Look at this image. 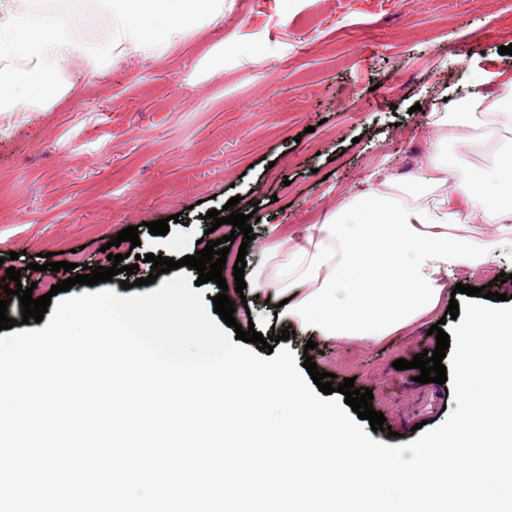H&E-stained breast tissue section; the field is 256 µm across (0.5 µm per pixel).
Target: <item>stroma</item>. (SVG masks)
Here are the masks:
<instances>
[{"label": "stroma", "mask_w": 512, "mask_h": 512, "mask_svg": "<svg viewBox=\"0 0 512 512\" xmlns=\"http://www.w3.org/2000/svg\"><path fill=\"white\" fill-rule=\"evenodd\" d=\"M231 2L160 58L129 57L99 78L74 64L70 94L49 111L0 117V257L18 253L34 296L46 292L44 272L29 268L38 254L92 267L132 249L178 260L205 234L229 235L205 215L235 196L239 212L258 217L244 248L255 264L270 225L291 237L377 169L414 173L428 113L462 89L496 93L479 71L512 76V55L498 52L512 44V0ZM164 218L168 233L150 234L148 222ZM129 226L140 246H113ZM448 283L512 296V257ZM428 330L311 350L300 331L286 346L371 390L389 426L372 438L398 446L416 423L436 427L456 407L444 386L393 366L435 349Z\"/></svg>", "instance_id": "35a3bbf8"}]
</instances>
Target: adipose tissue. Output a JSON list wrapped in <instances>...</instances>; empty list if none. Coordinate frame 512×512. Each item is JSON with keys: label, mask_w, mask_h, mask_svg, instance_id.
<instances>
[{"label": "adipose tissue", "mask_w": 512, "mask_h": 512, "mask_svg": "<svg viewBox=\"0 0 512 512\" xmlns=\"http://www.w3.org/2000/svg\"><path fill=\"white\" fill-rule=\"evenodd\" d=\"M224 0H0V112H45L71 89L68 66L98 75L117 58H160L166 43L213 21ZM108 32L106 45L89 35ZM490 97L470 92L427 117L425 158L408 178L374 172L322 223L284 240L270 234L250 277L260 300L324 342L387 336L440 307L449 273L512 255V145L492 163L464 165L448 151L512 133V79ZM484 231H477V224Z\"/></svg>", "instance_id": "obj_1"}]
</instances>
